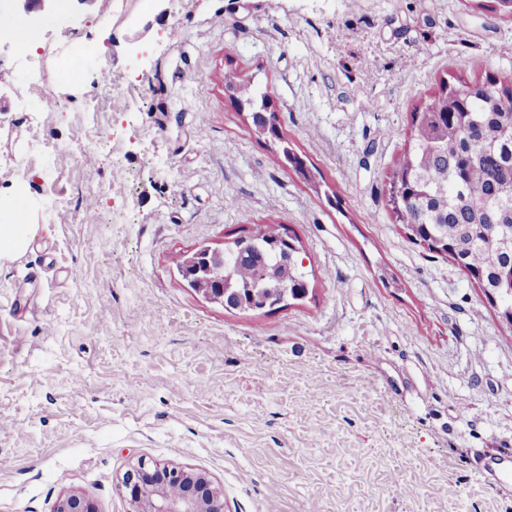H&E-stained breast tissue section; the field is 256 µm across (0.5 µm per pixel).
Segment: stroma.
I'll list each match as a JSON object with an SVG mask.
<instances>
[{
    "label": "stroma",
    "mask_w": 512,
    "mask_h": 512,
    "mask_svg": "<svg viewBox=\"0 0 512 512\" xmlns=\"http://www.w3.org/2000/svg\"><path fill=\"white\" fill-rule=\"evenodd\" d=\"M0 39V191L40 230L0 263V512L77 490L127 512L138 460L206 472L224 512H512V328L387 205L441 81L512 87L494 0H66ZM113 88L95 109L99 68ZM267 85L281 142L224 90ZM55 141L60 158L38 149ZM301 157L300 175L283 157ZM285 228L307 294L229 309L177 254Z\"/></svg>",
    "instance_id": "1"
}]
</instances>
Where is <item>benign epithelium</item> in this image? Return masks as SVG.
Masks as SVG:
<instances>
[{
  "instance_id": "obj_1",
  "label": "benign epithelium",
  "mask_w": 512,
  "mask_h": 512,
  "mask_svg": "<svg viewBox=\"0 0 512 512\" xmlns=\"http://www.w3.org/2000/svg\"><path fill=\"white\" fill-rule=\"evenodd\" d=\"M237 257L234 249L206 251L187 259L182 273L192 279L205 271L210 280L223 283L224 265ZM182 484L181 493L173 497L168 484ZM129 512H224L223 492L209 476L192 468L159 465L140 460L122 478ZM55 512H97L92 500L80 492L69 491L60 496Z\"/></svg>"
}]
</instances>
